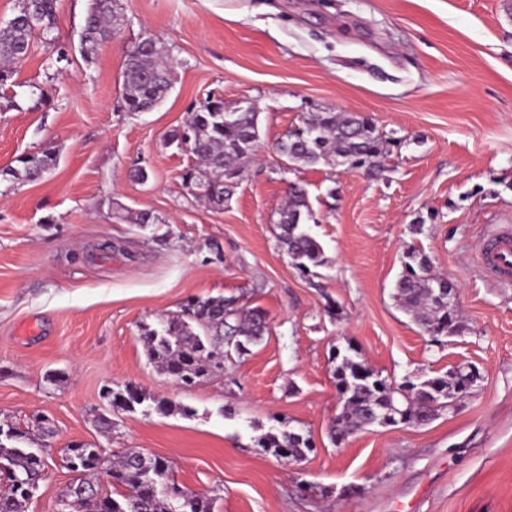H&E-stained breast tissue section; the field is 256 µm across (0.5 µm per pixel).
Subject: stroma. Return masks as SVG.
Listing matches in <instances>:
<instances>
[{"instance_id": "1", "label": "stroma", "mask_w": 512, "mask_h": 512, "mask_svg": "<svg viewBox=\"0 0 512 512\" xmlns=\"http://www.w3.org/2000/svg\"><path fill=\"white\" fill-rule=\"evenodd\" d=\"M124 25L80 48L88 0H59L52 62L42 40L0 97V423L48 416L49 466L28 512H58L71 442L169 461L214 512H512V287L489 277L484 235L512 225V7L506 0H119ZM164 40L173 87L149 112L122 99L125 52ZM44 97L32 96V87ZM259 111L254 162L223 209L189 194L191 157L169 134L210 96ZM372 118L387 171L282 166L277 144L307 113ZM52 149L34 182L8 169ZM144 170L146 180L136 177ZM306 188L324 262L297 270L277 240L289 183ZM146 211L155 224L130 223ZM414 245L455 290L461 333L437 344L394 288ZM237 296L267 314L249 354L192 389L151 364L138 326L190 296ZM356 349L389 382L477 380L419 427L329 431L336 354ZM133 386L191 408L104 407ZM112 420L109 433L95 424ZM287 422L309 437L292 462L257 444Z\"/></svg>"}]
</instances>
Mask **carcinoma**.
<instances>
[{
	"label": "carcinoma",
	"mask_w": 512,
	"mask_h": 512,
	"mask_svg": "<svg viewBox=\"0 0 512 512\" xmlns=\"http://www.w3.org/2000/svg\"><path fill=\"white\" fill-rule=\"evenodd\" d=\"M58 0H19L16 15L0 25V91L17 86L15 66L31 53L33 38L49 35L55 24ZM123 15L117 0H90L81 36L83 52L94 54L97 47L121 29ZM122 96L129 112L150 111L172 88L170 49L156 37H145L125 56ZM189 154L193 163L182 174L192 196L212 208L224 207L234 184L226 176L249 160L259 141L258 112H237L234 121L224 122V101L212 99L193 111ZM389 140L377 131L368 117L331 110L309 113L300 129L292 130L278 142L288 164L315 166L321 163L346 170L365 168L378 174L384 170ZM22 166L7 175L18 182L44 177L56 165V157L45 150L21 160ZM313 213L305 187L288 185V198L278 212L277 238L294 266L303 274L323 263L320 243L311 233ZM395 299L412 315L428 335L439 338L458 331L456 310L448 308V280L433 271L424 252L408 247L403 256V272L395 286ZM267 331L263 312L240 303L237 297H191L180 311L157 325H140L146 354L161 373L179 386L190 387L207 375L224 370V361L250 352ZM341 398V409L331 423L334 437L344 439L372 425H388V418L414 426L422 415L433 419L448 408L462 390L457 375L427 378L418 383L391 384L375 375L351 356L342 357L333 371ZM149 400L161 413L191 412L164 397L146 398L135 389L112 391V406L132 409ZM53 431L42 420L25 429L0 426V512H27L28 500L17 494V482L31 488L46 476L45 449L39 440ZM258 446L273 455L301 459L310 450L309 440L288 427L268 433ZM80 477L69 484L62 501L75 505L74 512H212V499L190 492L173 502L159 488L171 472L169 461L124 452L116 458L104 457L79 463ZM105 475L120 486L117 496L98 495L95 479Z\"/></svg>",
	"instance_id": "carcinoma-1"
}]
</instances>
